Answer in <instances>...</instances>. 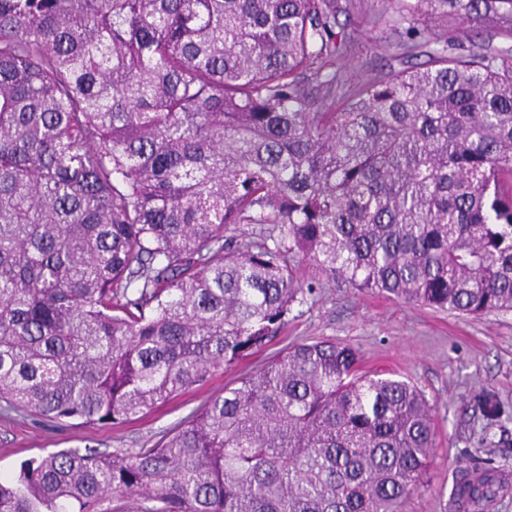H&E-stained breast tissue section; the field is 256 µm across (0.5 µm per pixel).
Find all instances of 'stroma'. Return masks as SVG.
Instances as JSON below:
<instances>
[{
	"instance_id": "obj_1",
	"label": "stroma",
	"mask_w": 512,
	"mask_h": 512,
	"mask_svg": "<svg viewBox=\"0 0 512 512\" xmlns=\"http://www.w3.org/2000/svg\"><path fill=\"white\" fill-rule=\"evenodd\" d=\"M388 0H361L339 16L352 33L340 64L367 80L400 69L403 50L385 25ZM332 340L352 347L363 371L393 373L412 382L430 408L435 444L418 491L404 512H465L456 487L478 467L512 476V312L472 317L323 281L294 304L284 330L267 346L214 371L147 415L129 422L86 425L0 414V472L16 473L25 460L61 450L96 448L133 453L164 435L220 392L236 385L287 346Z\"/></svg>"
}]
</instances>
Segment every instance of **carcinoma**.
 Returning <instances> with one entry per match:
<instances>
[{
  "label": "carcinoma",
  "mask_w": 512,
  "mask_h": 512,
  "mask_svg": "<svg viewBox=\"0 0 512 512\" xmlns=\"http://www.w3.org/2000/svg\"><path fill=\"white\" fill-rule=\"evenodd\" d=\"M345 2L0 0L5 412L146 414L275 336L293 255L314 281L512 311V0H394L427 61L360 85L325 71ZM238 224L278 235L234 247ZM433 437L411 382L302 343L152 448L0 475V512H402Z\"/></svg>",
  "instance_id": "carcinoma-1"
}]
</instances>
